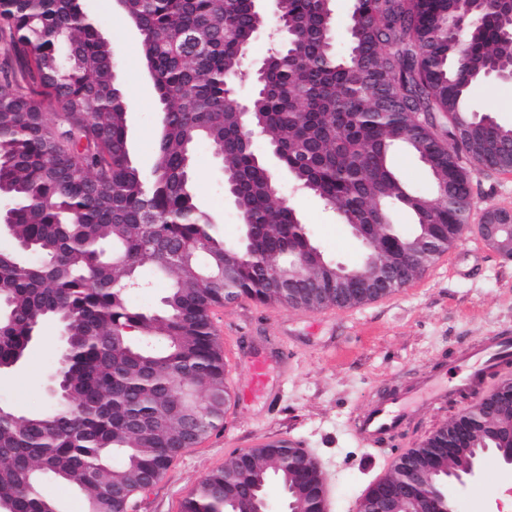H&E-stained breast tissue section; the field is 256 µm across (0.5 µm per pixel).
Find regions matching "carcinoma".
I'll list each match as a JSON object with an SVG mask.
<instances>
[{
	"label": "carcinoma",
	"mask_w": 512,
	"mask_h": 512,
	"mask_svg": "<svg viewBox=\"0 0 512 512\" xmlns=\"http://www.w3.org/2000/svg\"><path fill=\"white\" fill-rule=\"evenodd\" d=\"M142 36L143 64L160 103L162 136L152 179H143L128 145L129 95L117 84L112 42L87 0H0V223L13 247L0 250V369L20 364L47 320L72 343L69 393L35 415L0 418V512H62L44 476L83 493L84 512H129L141 484L165 473L181 442L180 409L199 406L225 385L224 362L208 312L250 297L291 305L273 272L316 245L296 210L275 194L277 177L243 129L232 90L244 54L268 21L255 0H120ZM457 0H354L349 39L339 51L334 0H278L284 31L250 101L251 126L282 168L326 205L370 225L382 254L407 236L383 231L397 208L414 226L433 215L444 248L466 223V208L434 203L438 178L468 194L463 121L484 77H465L450 60L480 68L512 61L503 35L512 0H476L478 27L448 39L444 22ZM486 137L512 133L479 118ZM210 144L226 170L232 199L254 224L226 288L215 283L230 243L195 203L192 151ZM397 146L439 167L431 192L409 189L391 163ZM151 264L170 280L160 310L131 307L128 270ZM299 283L336 304L334 283L313 262ZM160 336L163 345L134 343ZM446 423L427 448L448 465ZM276 440L237 453L185 498L182 512H224L230 474L248 483L288 477L277 471ZM310 482L318 512L322 475Z\"/></svg>",
	"instance_id": "cac0c4a2"
}]
</instances>
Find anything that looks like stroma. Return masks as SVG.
Masks as SVG:
<instances>
[{"instance_id": "obj_1", "label": "stroma", "mask_w": 512, "mask_h": 512, "mask_svg": "<svg viewBox=\"0 0 512 512\" xmlns=\"http://www.w3.org/2000/svg\"><path fill=\"white\" fill-rule=\"evenodd\" d=\"M109 19L102 34L111 40L119 75L135 94L128 114V143L134 164L150 173L159 136V100L141 60V38L117 0H88ZM470 109L512 125V81L491 80L472 96ZM193 179L197 201L226 241H236L242 218L224 190L222 166L211 147L199 143ZM281 196L291 203L312 240L328 259L358 264L360 240L335 211L312 194L297 191L281 173ZM473 212L455 244L406 287L360 306L310 311L271 307L240 298L212 307L209 319L224 356L230 394L224 422L194 447L183 449L163 476L134 500L133 512H181L182 503L225 459L271 440L288 439L317 462L332 489L329 512H354L357 499L388 469L389 460L417 447L441 425L489 394L512 360L500 364L479 391L453 395L416 412L384 451L361 447L349 431L350 418L382 394L403 390L408 380L452 366L460 351L496 334L512 336V258L481 236L483 213L512 214V172L470 169ZM61 332L46 322L25 360L0 370V402L24 413L50 403L48 374L61 350ZM270 362L269 394L246 398L247 365ZM498 508L512 502V466L488 459L482 478L459 496V512H487L485 497Z\"/></svg>"}]
</instances>
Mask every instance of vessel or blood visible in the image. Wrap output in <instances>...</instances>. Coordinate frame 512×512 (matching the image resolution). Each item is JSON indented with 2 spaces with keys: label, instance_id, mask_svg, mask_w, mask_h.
Wrapping results in <instances>:
<instances>
[{
  "label": "vessel or blood",
  "instance_id": "obj_1",
  "mask_svg": "<svg viewBox=\"0 0 512 512\" xmlns=\"http://www.w3.org/2000/svg\"><path fill=\"white\" fill-rule=\"evenodd\" d=\"M511 350L512 336L489 337L479 349L461 356L456 377H448L444 372L424 374L411 381L402 392L375 400L367 410L354 416L352 429L356 438L365 445L374 446L399 436L404 419L411 413L444 402L449 384L476 389L487 368L493 366L495 357Z\"/></svg>",
  "mask_w": 512,
  "mask_h": 512
}]
</instances>
